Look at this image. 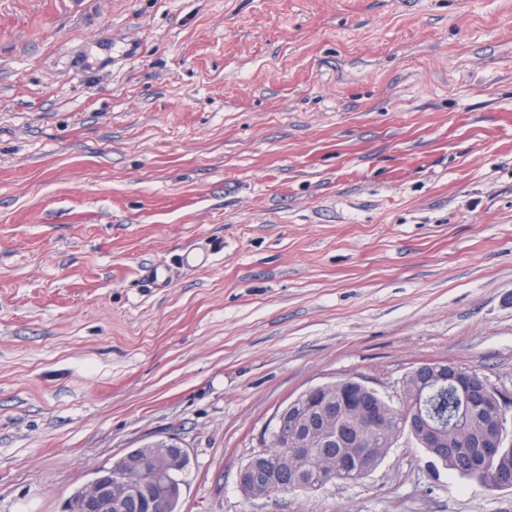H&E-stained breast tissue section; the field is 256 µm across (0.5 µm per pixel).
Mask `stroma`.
<instances>
[{
	"label": "stroma",
	"mask_w": 512,
	"mask_h": 512,
	"mask_svg": "<svg viewBox=\"0 0 512 512\" xmlns=\"http://www.w3.org/2000/svg\"><path fill=\"white\" fill-rule=\"evenodd\" d=\"M431 362L512 386V0H0V512L167 437L179 512H512L406 437L240 491L301 392Z\"/></svg>",
	"instance_id": "1"
}]
</instances>
